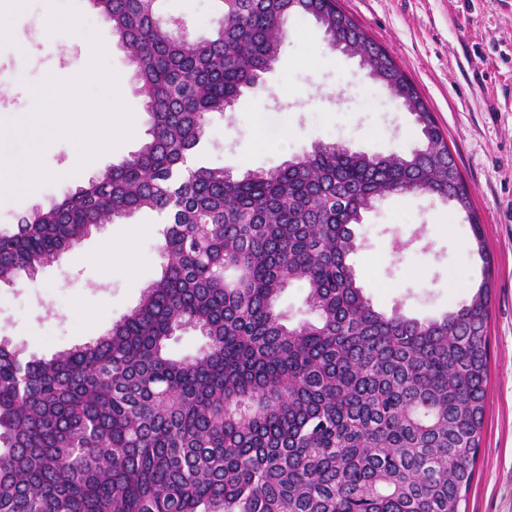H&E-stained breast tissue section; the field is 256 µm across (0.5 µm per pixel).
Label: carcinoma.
I'll return each instance as SVG.
<instances>
[{
    "label": "carcinoma",
    "instance_id": "1",
    "mask_svg": "<svg viewBox=\"0 0 512 512\" xmlns=\"http://www.w3.org/2000/svg\"><path fill=\"white\" fill-rule=\"evenodd\" d=\"M160 0H92L148 114L139 149L0 226L14 285L105 224L166 218L161 276L96 341L49 359L0 342V512H460L485 416L489 282L441 319L373 308L348 263L376 201L468 188L416 86L337 0H218L208 36ZM291 15L361 58L425 147L312 145L235 175L200 160L209 114L277 60ZM486 276L492 262L471 221ZM291 281L314 319L285 323ZM186 327L206 344L174 357Z\"/></svg>",
    "mask_w": 512,
    "mask_h": 512
}]
</instances>
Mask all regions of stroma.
<instances>
[{"instance_id":"obj_1","label":"stroma","mask_w":512,"mask_h":512,"mask_svg":"<svg viewBox=\"0 0 512 512\" xmlns=\"http://www.w3.org/2000/svg\"><path fill=\"white\" fill-rule=\"evenodd\" d=\"M215 0H162L164 17L186 19L208 34ZM414 82L442 133L469 190L470 209L426 192L379 200L357 226L356 277L373 306L419 319L436 318L468 303L481 283L490 288L489 372L482 440L461 512H512V0H338ZM77 19V44L67 34H45L48 14ZM0 41V148L18 160L30 139L15 123L36 106L35 91L57 67L77 76L87 66L89 32L112 41L111 26L89 0H24ZM108 65L123 82L133 116L130 139L95 166L76 169V145L49 143L43 163L52 183L0 204V225L16 223L34 207H49L67 189L138 149L148 116L123 53ZM264 93L244 91L233 111L210 118L202 160L241 173L273 169L316 143L342 144L376 155L421 147L413 115L371 80L356 56L331 50L316 21L294 16ZM477 216L491 271L477 253L470 216ZM164 226L139 213L95 230L34 278L0 286V340L30 355L51 357L107 334L130 313L142 291L159 278ZM117 240L109 263L97 261L104 238ZM462 273L463 288L449 277Z\"/></svg>"}]
</instances>
